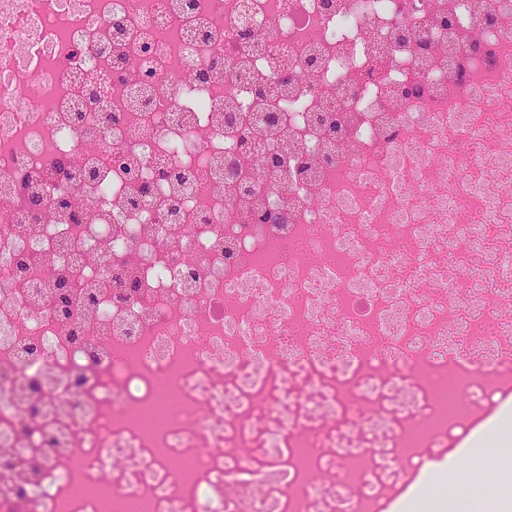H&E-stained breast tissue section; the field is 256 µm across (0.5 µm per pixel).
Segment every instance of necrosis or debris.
Segmentation results:
<instances>
[{"mask_svg": "<svg viewBox=\"0 0 512 512\" xmlns=\"http://www.w3.org/2000/svg\"><path fill=\"white\" fill-rule=\"evenodd\" d=\"M510 222L512 0H0V512H379L512 374ZM457 391L455 380L452 377L441 378L433 388L437 403L442 408H448V415L460 413V405L456 402ZM173 405L174 390L167 381H161L158 384L155 401L149 407L143 409L136 419L145 429H155L166 421Z\"/></svg>", "mask_w": 512, "mask_h": 512, "instance_id": "necrosis-or-debris-1", "label": "necrosis or debris"}]
</instances>
